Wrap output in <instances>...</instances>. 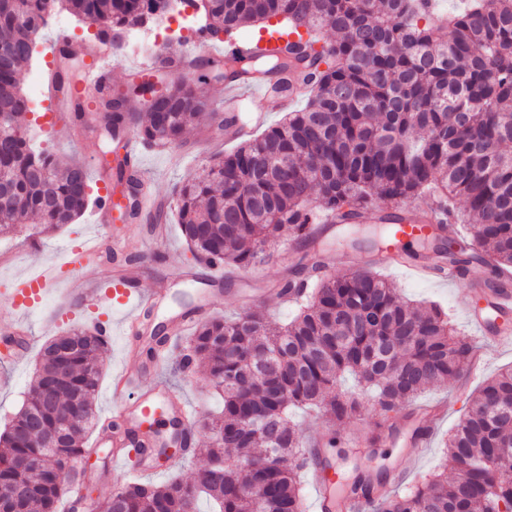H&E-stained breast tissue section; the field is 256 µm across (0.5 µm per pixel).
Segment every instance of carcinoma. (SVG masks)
<instances>
[{
  "label": "carcinoma",
  "instance_id": "cac0c4a2",
  "mask_svg": "<svg viewBox=\"0 0 512 512\" xmlns=\"http://www.w3.org/2000/svg\"><path fill=\"white\" fill-rule=\"evenodd\" d=\"M176 0H0V236L27 215L45 232L75 223L100 198L79 163L37 151L24 134L28 99L19 73L30 64L39 33L60 11L96 27L94 37L122 41L133 25L169 15ZM212 38H252V71L224 63L222 78L254 73L274 79L285 96L302 79L305 106L275 126L207 160L182 182L177 217L192 260L230 273L272 257L283 227L298 242L312 240L317 214L340 224L365 218L375 199H433L439 223L464 224L470 240L491 256L483 287L512 292V0H467L438 18L431 0H201ZM277 24L271 25V19ZM336 32L324 41V30ZM296 40L283 50L260 46L263 35ZM51 82L69 75L66 48ZM156 72L166 97L101 96L112 111L97 113L118 137L132 130L148 147L179 144L201 115L224 121L196 81ZM109 176L141 190L127 159L106 164ZM396 210L379 217L354 248L380 246ZM435 269H463L475 256L440 228L418 240ZM308 287L294 298L297 315L284 325L249 311L197 323L179 370L200 361L224 395V410L201 425L210 434L207 465L194 480L163 486L128 483L96 502V512H197L206 495L219 512H303L300 473L311 445L293 422L294 408L314 410L333 424L355 415L360 393L371 392L387 417L434 385L458 379L470 347L436 307L403 301L386 279L368 270L333 276L307 271ZM105 341L97 327L71 328L50 339L21 408L0 434V491L22 485L21 512H57L69 484L62 462L87 454L96 423L94 398ZM349 374L360 392L343 390ZM459 475L443 473L396 493L357 476L349 495L364 512H512V368L489 378L444 442Z\"/></svg>",
  "mask_w": 512,
  "mask_h": 512
}]
</instances>
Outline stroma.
Masks as SVG:
<instances>
[{
    "instance_id": "35a3bbf8",
    "label": "stroma",
    "mask_w": 512,
    "mask_h": 512,
    "mask_svg": "<svg viewBox=\"0 0 512 512\" xmlns=\"http://www.w3.org/2000/svg\"><path fill=\"white\" fill-rule=\"evenodd\" d=\"M61 30L66 31L76 44L86 42L88 38L85 25L67 13L56 14L41 34L35 58L19 76L23 89H30L32 77L43 76L52 68V47L57 32ZM157 32V24L142 26L134 39L125 40L122 49L116 51L113 67L115 85L121 86L131 81L129 65L132 61L153 58L151 43ZM33 101L35 110L28 114L25 129L35 147L48 149L63 160L73 157L84 164L100 165L101 154L106 149L100 137L92 132L74 134L69 140L49 135L41 122L42 113L49 109L47 98L40 94L34 96ZM215 130L214 120L206 118L202 120L200 130L190 131L184 145L177 150L181 162L175 167L169 162L170 150L142 148L141 159L148 178L144 187L145 194L165 199L171 205L175 203L176 190L183 177L195 171L211 154L223 151V143L208 138L209 133ZM166 225L167 240L161 247L156 246L153 232L145 219L115 220L108 224L105 233L100 234L96 231L94 213L90 210L75 224L48 236L38 234L36 220L26 219L14 235L0 237V427L21 407L33 380L38 354L50 338L74 324L107 318L116 321L120 318L114 302L107 296L99 300L96 308H88L76 301L61 312L57 309L60 295H49L30 315L32 343L26 360L20 365L9 360L5 331L15 319L9 302L11 291L20 278L34 274L50 263L63 245L77 246L89 239H97L99 259L87 266L84 275L88 279L103 281L109 278L113 267L136 265L143 270V288L166 285L167 300L162 308L147 318L146 324L150 327L195 311L204 302L208 303L210 313L214 316L232 315L251 308L262 310L268 320L277 325L285 324L292 318L294 307L281 301L274 289L287 269L311 265L316 252L320 251L316 246L297 245L289 234H282L274 246V259L237 272L233 281L222 285L220 289L208 290L200 283L186 284L181 277L182 270L189 267L192 256L172 208L167 212ZM345 249L341 234L327 238L326 246L320 252L324 254L329 274L339 275L348 269L371 268L392 283L402 299L422 306L434 305L444 311L458 335L463 340L471 341L476 350L482 352L483 362L477 371L464 373L459 381L430 388L421 395L420 404L442 403L447 405L448 411L437 422L424 454L415 459L405 453V432H398L393 442H379L378 424L381 415L371 400H363L361 410L354 418L335 427L324 418L303 413L297 414L296 419L307 438L312 441L322 440L332 431L346 440L359 438L361 450L351 449L336 458L342 488H349L352 478L360 470L383 474L391 480L404 474L412 482L445 470L456 473V465L445 462L443 438L465 414L471 393L490 376L512 366V346L500 348L494 342L483 340L468 326L462 311L463 302L471 296L473 278L483 276L484 271L479 268L474 274L462 275L453 281L438 277L423 281L406 270L386 267L381 254L372 249L354 251L349 264H341L338 256ZM185 341V336L175 337L173 346L166 349L159 373L152 375L148 372L144 379L148 382L156 377L167 380L184 396L193 411L194 419L199 420L219 411L223 401L211 388L203 365H195L192 371L178 377L172 375L171 366L176 360L177 348L184 345ZM129 343L136 349L138 362L148 368L154 362L153 357L147 353V339L132 343L121 330H113L107 341L103 374L94 400L98 416L108 417L112 414V374L124 364V350ZM137 465V459L133 458L123 465L110 467L107 449H98L85 472L89 475L102 472L106 478L95 482L93 498L107 497L133 481V470Z\"/></svg>"
}]
</instances>
